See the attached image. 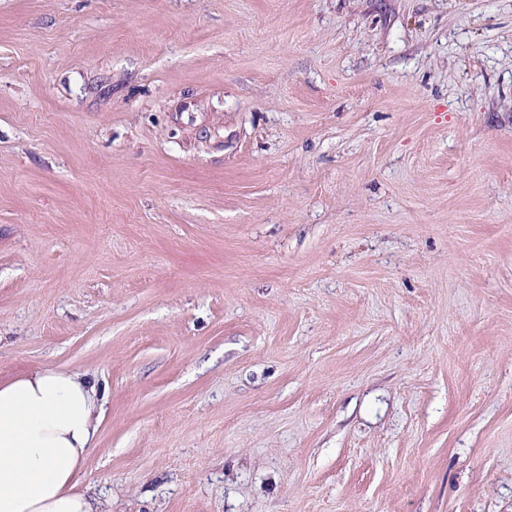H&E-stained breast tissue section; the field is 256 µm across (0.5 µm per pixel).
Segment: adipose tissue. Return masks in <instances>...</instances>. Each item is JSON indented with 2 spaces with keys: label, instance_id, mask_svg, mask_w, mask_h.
<instances>
[{
  "label": "adipose tissue",
  "instance_id": "adipose-tissue-1",
  "mask_svg": "<svg viewBox=\"0 0 512 512\" xmlns=\"http://www.w3.org/2000/svg\"><path fill=\"white\" fill-rule=\"evenodd\" d=\"M101 413L97 386L73 372L0 381V512H99L79 474Z\"/></svg>",
  "mask_w": 512,
  "mask_h": 512
}]
</instances>
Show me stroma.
<instances>
[{"label":"stroma","mask_w":512,"mask_h":512,"mask_svg":"<svg viewBox=\"0 0 512 512\" xmlns=\"http://www.w3.org/2000/svg\"><path fill=\"white\" fill-rule=\"evenodd\" d=\"M38 366L101 512H512V0H0Z\"/></svg>","instance_id":"stroma-1"}]
</instances>
